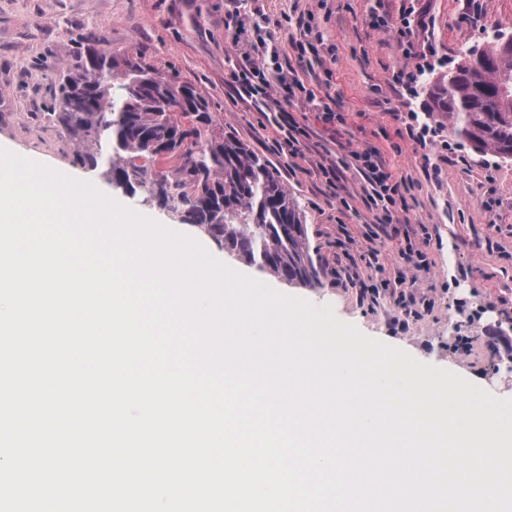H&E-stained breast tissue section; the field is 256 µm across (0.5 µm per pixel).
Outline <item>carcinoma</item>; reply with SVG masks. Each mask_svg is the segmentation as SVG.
Here are the masks:
<instances>
[{
  "mask_svg": "<svg viewBox=\"0 0 512 512\" xmlns=\"http://www.w3.org/2000/svg\"><path fill=\"white\" fill-rule=\"evenodd\" d=\"M50 108L76 160L134 195L146 191L186 224L259 271L314 286L321 268L297 199L263 157L224 133L208 101L138 53L102 44L78 51ZM431 118L477 154L512 160V32L423 88Z\"/></svg>",
  "mask_w": 512,
  "mask_h": 512,
  "instance_id": "carcinoma-1",
  "label": "carcinoma"
}]
</instances>
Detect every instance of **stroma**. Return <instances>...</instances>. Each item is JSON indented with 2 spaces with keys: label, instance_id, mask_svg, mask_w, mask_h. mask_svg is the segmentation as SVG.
<instances>
[{
  "label": "stroma",
  "instance_id": "obj_1",
  "mask_svg": "<svg viewBox=\"0 0 512 512\" xmlns=\"http://www.w3.org/2000/svg\"><path fill=\"white\" fill-rule=\"evenodd\" d=\"M233 8L232 0H0V147L93 182L116 202L215 250L209 237L144 191L126 194L77 164L73 145L48 115L54 80L73 63L80 37L137 50L162 73L195 85L225 132L276 168L306 212L324 274L308 287L229 254L226 265L283 294L331 305L363 334L512 399V374L501 371L493 343L512 328V163L474 154L444 123H429L426 144L408 138L409 113L426 114L428 99L399 80L419 63L433 77L447 72L483 46L489 19L512 20V0H248L235 42L224 37ZM265 16L279 24L274 40L283 63L342 116L327 124L313 105L288 106L303 132L294 156L277 147L278 108L256 106L227 82ZM302 24L311 33L300 58L287 46ZM365 148L378 149L409 184L396 205L397 225L380 223L363 179L344 166L350 151ZM435 164L442 168L436 181L427 176ZM407 238L425 253L426 269L400 261ZM373 247L378 257L370 256ZM401 278L431 302L405 328L396 323L391 294ZM462 336L472 339L466 356L454 351Z\"/></svg>",
  "mask_w": 512,
  "mask_h": 512
}]
</instances>
